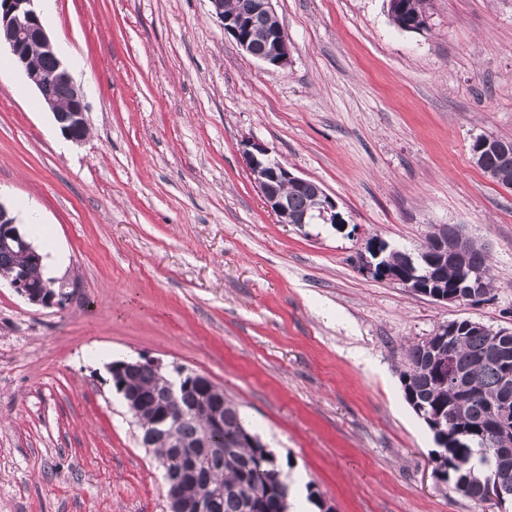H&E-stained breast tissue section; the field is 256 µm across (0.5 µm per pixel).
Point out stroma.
I'll use <instances>...</instances> for the list:
<instances>
[{"label":"stroma","mask_w":512,"mask_h":512,"mask_svg":"<svg viewBox=\"0 0 512 512\" xmlns=\"http://www.w3.org/2000/svg\"><path fill=\"white\" fill-rule=\"evenodd\" d=\"M286 69L241 52L209 0H55L43 22L87 105L63 134L0 53V203L64 252V307L0 281V512H166L152 449L99 365L142 355L208 376L282 472L333 512H498L433 473L404 353L468 319L512 331V190L475 165L512 138V0H274ZM267 144L348 228L267 208L242 156ZM440 224L486 245L494 297L446 304L364 274L376 236L420 249ZM389 14L393 23L402 30L417 32L427 29L426 0H389ZM412 22H415V27L409 28Z\"/></svg>","instance_id":"stroma-1"}]
</instances>
